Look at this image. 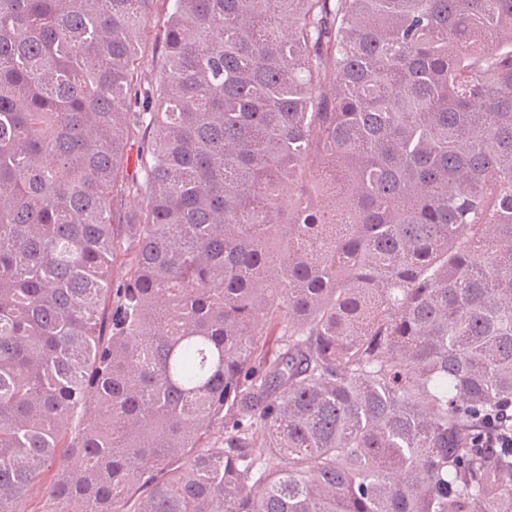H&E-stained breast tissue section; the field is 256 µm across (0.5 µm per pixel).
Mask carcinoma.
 <instances>
[{"label": "carcinoma", "instance_id": "carcinoma-1", "mask_svg": "<svg viewBox=\"0 0 512 512\" xmlns=\"http://www.w3.org/2000/svg\"><path fill=\"white\" fill-rule=\"evenodd\" d=\"M154 2L0 0V512H512V0ZM162 4L163 2L158 1L155 3L154 6L151 27L149 28L150 33L148 36L150 40V47L145 52L144 64H142V67L139 69L138 82L136 86L138 93H140V90H144L148 88L149 85L154 83L155 74L161 65V56L159 55L158 51L154 53L153 58L152 43L154 34L159 32V30H162L163 23L165 20V10H163Z\"/></svg>", "mask_w": 512, "mask_h": 512}]
</instances>
